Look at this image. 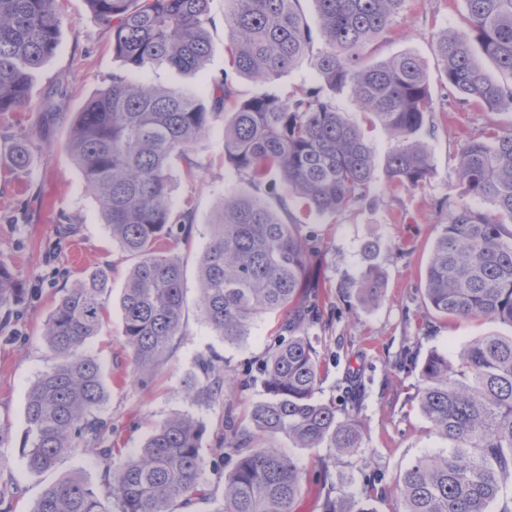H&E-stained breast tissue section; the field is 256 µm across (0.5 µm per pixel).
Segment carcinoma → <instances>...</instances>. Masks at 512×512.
<instances>
[{
    "label": "carcinoma",
    "instance_id": "obj_1",
    "mask_svg": "<svg viewBox=\"0 0 512 512\" xmlns=\"http://www.w3.org/2000/svg\"><path fill=\"white\" fill-rule=\"evenodd\" d=\"M57 0H0V113L29 102L33 74L55 53L61 27ZM112 29V51L130 72L165 66L203 69L211 45L210 0H87ZM324 50L316 68L324 86L300 85L282 99L238 97L234 82L270 83L307 55L313 31L300 0H225L230 32L229 69L213 85L211 101L121 73L85 104L72 124L71 153L97 199L112 240L131 257L120 298L129 382L145 385L169 358L182 330L184 269L158 248L188 231L192 213L174 221V164L192 177L200 168L194 146L224 116V156L260 183L276 175L280 199L302 203V215L284 221L259 196L224 201L212 241L198 260L199 306L226 342L249 335L257 318L284 313L281 333L257 367L266 397L249 422L224 419L215 460L206 461L202 420L178 413L157 426L142 449L112 467V421L102 407L107 388L101 366L85 346L102 328L110 299L104 267L84 272L56 302L43 340L57 363L31 385L25 404L26 466L54 470L78 450L103 463L101 491L79 475H63L36 500L32 512H187L209 496L206 466L223 483L217 512H292L304 473L291 455L272 446L279 436L297 448L325 446L351 453L361 445L355 416L338 417L336 403L316 398L321 366L307 325L323 318L320 294L309 282L322 244L300 234L312 216L334 215L365 198L375 161L365 131L346 121L323 87L349 89L396 141L386 172L396 186L422 188L433 167L416 138L434 111L426 67L406 54L365 62V50L388 34L406 0H313ZM469 35L442 33L435 44L448 91L491 112L512 111V0H464ZM506 74L492 79L477 59ZM11 170L23 176L28 146L18 141ZM463 196L448 206L425 279L434 311L460 320L486 319L512 326V125L492 126L467 140L456 155ZM364 301L384 292L370 268L353 283ZM26 292L20 276L0 261V313L9 319ZM200 374L183 381L193 400L216 401L229 375L220 361L201 358ZM418 405L430 432L448 450L417 458L397 484L402 512H512V336L488 335L453 354L431 352L419 369ZM235 457L231 471L220 469ZM324 512L355 510L347 497L326 495Z\"/></svg>",
    "mask_w": 512,
    "mask_h": 512
}]
</instances>
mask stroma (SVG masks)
<instances>
[{
	"mask_svg": "<svg viewBox=\"0 0 512 512\" xmlns=\"http://www.w3.org/2000/svg\"><path fill=\"white\" fill-rule=\"evenodd\" d=\"M211 54L205 67L183 73L160 67L149 71L151 83L170 89L188 88L209 95L212 81L227 66L228 31L224 0H210ZM62 18L59 46L36 74L28 105L0 114V260L19 273L25 300L10 325L0 331V482L14 488L12 512H30L42 491L60 475L78 473L99 486L102 466L92 453L77 451L63 458L56 471L36 475L25 465L24 409L27 392L54 359L43 341L45 323L65 288L84 271L109 267L111 296L103 329L88 346L102 366L112 418L113 465H121L142 447L152 429L177 413L199 417L207 426L205 447L226 416L245 419L252 405L265 397L261 382L244 389L225 388L222 400L202 405L187 399L180 382L196 373L199 358L216 356L225 369L240 372L258 366L283 316L263 314L249 336L228 343L205 322L199 307L196 261L209 245L213 223L230 196L260 195L277 206L278 193L260 188L240 175L224 156V122L216 120L196 146L201 169L187 177L175 169L172 204L175 212L192 209L187 238L161 241L160 247L185 265L186 316L172 356L156 370L149 384L131 386L129 355L122 340L119 306L132 258L113 241L98 202L67 143L71 125L86 101L125 66L112 52V32L91 13L86 0H57ZM463 0H406L391 33L372 47L381 62L411 53L427 68L435 110L428 113L418 138L429 153L433 174L418 190L393 187L385 165L394 141L378 124L368 123L348 91L334 95L336 109L352 122L367 125L375 159L374 180L366 199L334 215L311 218L303 235L317 237L322 252L310 275L322 286L330 321L308 334L322 363L319 399L353 411L361 427L360 448L341 454L326 448H296L287 437L277 445L307 473L293 512H323L324 491L316 461L325 458L335 475L336 493L369 504L373 512H402L395 485L418 456L445 448L435 437L415 398L418 365L435 349L457 350L487 335H512V327L489 320L444 318L423 298L425 273L440 224L450 204L461 199L454 159L465 140L488 127L512 123V112H490L477 103L448 98L440 83L441 64L434 46L446 31L465 32ZM312 61L283 73L269 85L237 78L241 96L264 91L287 97L294 87L320 85ZM26 141L32 162L28 174L10 172L13 142ZM384 277V296L360 300L352 281L369 265Z\"/></svg>",
	"mask_w": 512,
	"mask_h": 512,
	"instance_id": "stroma-1",
	"label": "stroma"
}]
</instances>
